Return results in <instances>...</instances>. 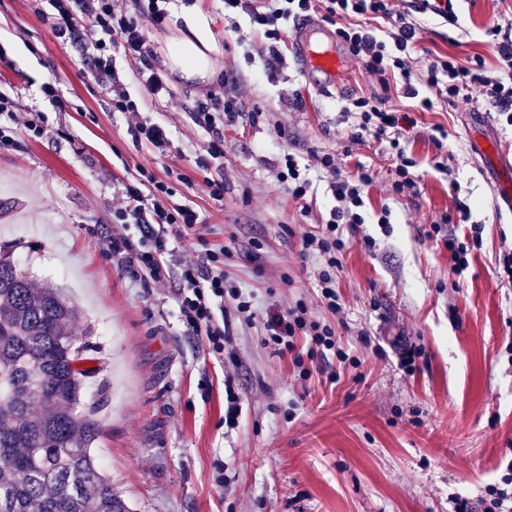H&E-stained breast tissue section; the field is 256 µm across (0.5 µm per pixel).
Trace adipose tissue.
I'll list each match as a JSON object with an SVG mask.
<instances>
[{"label": "adipose tissue", "instance_id": "1", "mask_svg": "<svg viewBox=\"0 0 512 512\" xmlns=\"http://www.w3.org/2000/svg\"><path fill=\"white\" fill-rule=\"evenodd\" d=\"M184 23V30L166 43L164 65L185 81L217 79L220 72L211 57L213 46L204 21L189 11L184 15Z\"/></svg>", "mask_w": 512, "mask_h": 512}]
</instances>
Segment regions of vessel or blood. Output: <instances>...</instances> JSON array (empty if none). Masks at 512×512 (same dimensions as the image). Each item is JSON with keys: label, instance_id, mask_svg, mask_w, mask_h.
Listing matches in <instances>:
<instances>
[{"label": "vessel or blood", "instance_id": "vessel-or-blood-1", "mask_svg": "<svg viewBox=\"0 0 512 512\" xmlns=\"http://www.w3.org/2000/svg\"><path fill=\"white\" fill-rule=\"evenodd\" d=\"M332 39V34L317 19L309 18L294 25L290 40L303 75H341L343 61ZM491 155L501 175L496 182L497 198L504 206L512 209V183L506 180L507 175L512 173V152L495 148Z\"/></svg>", "mask_w": 512, "mask_h": 512}]
</instances>
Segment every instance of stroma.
I'll list each match as a JSON object with an SVG mask.
<instances>
[{
    "mask_svg": "<svg viewBox=\"0 0 512 512\" xmlns=\"http://www.w3.org/2000/svg\"><path fill=\"white\" fill-rule=\"evenodd\" d=\"M41 0H0V90L16 111L36 112L45 132L21 129L0 145V245L12 250L36 286L54 285L78 311L75 332L100 373L87 379L83 402L106 386L92 452L132 512H450L455 497L477 499L512 460V285L497 277L512 252V212L499 207L495 173L476 161L482 137L512 149V127L474 100L436 102L415 113L406 153L417 192L391 196L394 176L385 141L351 144V95L377 92L353 57L341 89L320 91L301 74L290 42L267 59L268 42L246 13L224 14V0H169L162 27L149 31L160 50L198 11L211 34L221 78L189 84L169 77L170 97L148 95L138 65L120 47L111 53L143 118L163 124L170 146L155 154L133 139L130 115L116 111L77 52L62 45L38 14ZM461 26L418 15L417 71L434 57L499 61L481 36L491 21L512 17V0H459ZM59 81L60 99L42 87ZM234 100L242 116L224 130V198L212 200V135L191 110L206 93ZM443 127L442 146L431 140ZM335 156L344 175L373 171L365 221L344 227L336 270L343 307L321 301L322 258L300 256L301 237L315 233L335 205L316 159ZM306 167V201L279 178L285 156ZM447 158L448 172L437 163ZM152 172L174 200L205 218V242L188 235L164 254L165 284L135 277L113 258L111 240L141 247L135 226L112 221V197ZM471 208L469 225L441 224L456 199ZM310 214H303V207ZM389 223H379L382 207ZM440 231H433V224ZM484 227L463 274L444 246L470 243V224ZM229 246V284L251 295L260 318L230 317L224 356L186 331L175 290L183 251ZM304 302L329 325L359 367L329 359L299 379L290 356L275 354L264 321ZM419 351L400 366L399 343ZM242 398L236 428L224 424V381ZM224 463L216 486L213 464Z\"/></svg>",
    "mask_w": 512,
    "mask_h": 512,
    "instance_id": "1",
    "label": "stroma"
}]
</instances>
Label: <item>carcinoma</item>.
I'll return each instance as SVG.
<instances>
[{"label": "carcinoma", "instance_id": "1", "mask_svg": "<svg viewBox=\"0 0 512 512\" xmlns=\"http://www.w3.org/2000/svg\"><path fill=\"white\" fill-rule=\"evenodd\" d=\"M76 309L0 249V512H131L91 448Z\"/></svg>", "mask_w": 512, "mask_h": 512}]
</instances>
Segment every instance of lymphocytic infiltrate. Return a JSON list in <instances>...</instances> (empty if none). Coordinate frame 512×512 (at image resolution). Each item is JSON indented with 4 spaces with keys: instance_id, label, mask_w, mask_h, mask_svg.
Here are the masks:
<instances>
[{
    "instance_id": "obj_1",
    "label": "lymphocytic infiltrate",
    "mask_w": 512,
    "mask_h": 512,
    "mask_svg": "<svg viewBox=\"0 0 512 512\" xmlns=\"http://www.w3.org/2000/svg\"><path fill=\"white\" fill-rule=\"evenodd\" d=\"M48 20L56 38L71 44L81 55L93 78L113 96L112 106L117 111L133 114L130 132L135 140L146 141L157 150L170 143L169 133L159 123L142 122L137 118L139 108L124 89L110 52L111 46L122 47L126 57L140 63V78L146 91L153 96L165 95L168 85L164 76L150 63L154 55L147 36L148 26H160L166 12L160 0H134V11H127L121 0H47ZM248 13L252 23L263 29L269 42V52H276L282 38L281 25L288 19L322 13L335 27L338 41L349 54L358 59L363 70L379 84L397 79L408 98L418 100L420 109L431 110V98L420 96L419 86L436 90L443 101L468 99L472 89H479L488 111L512 125V20H494L483 30V37L509 69L503 76L490 75L483 59L475 57L460 63L457 57H439L433 60L425 73H417L414 55L419 46L415 14L430 13L449 26H457L459 16L454 0H224L225 14ZM382 20L388 26L387 38H379L370 23ZM353 141L364 135L386 139L395 178L391 191L395 195L415 193L417 184L410 170L414 165L407 156L404 137L411 119L401 113L390 97L379 94L359 96L352 100ZM240 113L231 104L219 103L213 96L197 100L194 118L198 125L207 127L212 135L210 154L219 159L224 155V129L237 123ZM318 165L333 178L332 191L337 205L330 212L324 230L317 235L304 236L303 253L319 252L326 261L325 270L318 275L322 302L332 312H340L334 271L339 265L337 254L344 242L341 227L360 224L364 218L365 187L374 182L370 170L359 169L356 177L342 174L335 158L319 157ZM172 187L157 180L148 171H141L140 180L124 184L119 191L120 203L112 210L116 224L138 225L142 248L126 255L128 268L140 278L155 282L165 278L160 261L166 251L165 230L176 235L193 233L202 236L204 218L191 205L173 203ZM181 321L197 336L205 337L210 350L223 354L224 340L229 334L227 322L217 314L224 307H232L245 323L254 322L257 312L252 298L243 295L240 288L226 284L224 251L211 249L204 261H184L180 284L176 292ZM270 343L278 354L289 353L299 378L311 375V362L336 357L347 362L348 354L336 343L333 330L316 321L308 320L307 308L298 303L288 308L282 319L268 322ZM304 340V348H297V340ZM453 512H512V463L499 482L485 487L477 502L466 498L454 501Z\"/></svg>"
}]
</instances>
